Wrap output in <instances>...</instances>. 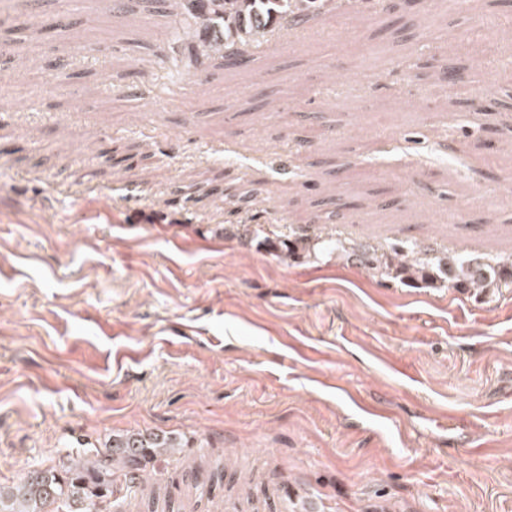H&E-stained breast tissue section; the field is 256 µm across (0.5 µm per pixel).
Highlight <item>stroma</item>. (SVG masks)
<instances>
[{"label": "stroma", "instance_id": "35a3bbf8", "mask_svg": "<svg viewBox=\"0 0 512 512\" xmlns=\"http://www.w3.org/2000/svg\"><path fill=\"white\" fill-rule=\"evenodd\" d=\"M502 9L325 15L200 87L166 17L109 0L1 45L0 487L109 433L166 431L188 444L147 491L182 512H512V288H418L225 232L341 200L344 237L511 245L512 156L484 162L490 135L512 141ZM475 30L482 71L429 78L436 57L469 65ZM133 68L140 98L100 77ZM482 88L487 111L468 102ZM226 461L234 481L197 488Z\"/></svg>", "mask_w": 512, "mask_h": 512}]
</instances>
